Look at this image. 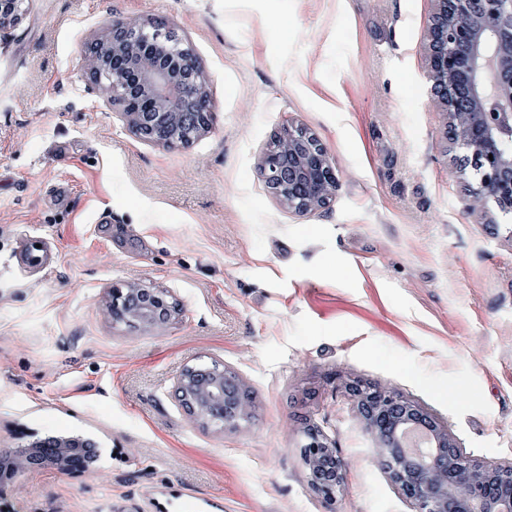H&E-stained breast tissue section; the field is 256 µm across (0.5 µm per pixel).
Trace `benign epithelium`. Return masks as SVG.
<instances>
[{"label":"benign epithelium","mask_w":512,"mask_h":512,"mask_svg":"<svg viewBox=\"0 0 512 512\" xmlns=\"http://www.w3.org/2000/svg\"><path fill=\"white\" fill-rule=\"evenodd\" d=\"M21 2L0 0V31L20 20ZM436 2L422 36L430 101L443 112L452 146L467 150L480 168L468 210L480 214L493 201L507 214L512 211V0ZM84 59L88 79L101 88L138 139L173 147L194 141L183 136L188 123L195 137L209 131L212 103L204 69L166 22L150 18L106 23L86 45ZM258 170L272 197L300 215L328 206L340 187L327 148L299 124H284L273 135L259 156ZM132 294L149 299L156 292L139 286L115 291L112 309L117 318H132L137 326L152 329L169 322L148 308L124 311L121 304ZM340 388L371 439L375 461L410 501L413 512H512V484L494 483L504 466L463 459L448 426L392 387L343 378ZM198 392L202 404L193 414L197 420L208 405L223 399L224 388L202 383ZM373 399L428 422L435 441L432 455L412 460L383 431L370 407ZM256 416V405L241 398L233 402L225 427H240ZM333 451L332 439L323 433L302 452L309 485L328 503L342 490L347 471L338 457L332 481L319 478L326 455Z\"/></svg>","instance_id":"obj_1"}]
</instances>
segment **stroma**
<instances>
[{
  "label": "stroma",
  "mask_w": 512,
  "mask_h": 512,
  "mask_svg": "<svg viewBox=\"0 0 512 512\" xmlns=\"http://www.w3.org/2000/svg\"><path fill=\"white\" fill-rule=\"evenodd\" d=\"M0 32V452L96 440L94 471L18 473L13 512H411L374 464L336 379L399 390L466 456L512 464V214L468 212L428 101L421 40L435 0H25ZM174 26L206 70L209 133L137 140L84 71L115 19ZM294 122L340 178L297 215L258 155ZM44 236L45 271L11 257ZM163 291L159 330L113 320V288ZM218 362L258 419L206 428L174 397ZM311 417L350 469L335 505L309 488Z\"/></svg>",
  "instance_id": "obj_1"
}]
</instances>
